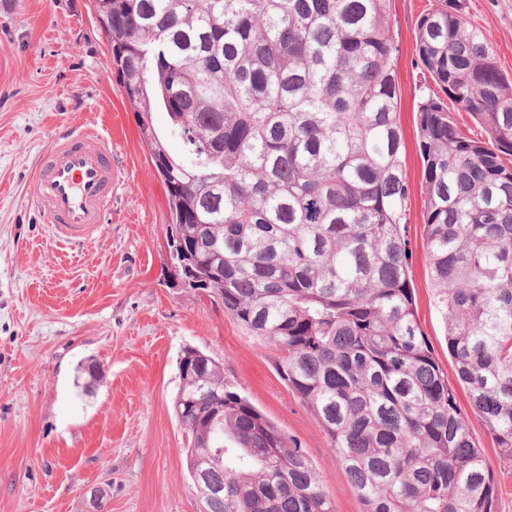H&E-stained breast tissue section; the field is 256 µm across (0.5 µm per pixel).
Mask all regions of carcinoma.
Masks as SVG:
<instances>
[{"label":"carcinoma","mask_w":512,"mask_h":512,"mask_svg":"<svg viewBox=\"0 0 512 512\" xmlns=\"http://www.w3.org/2000/svg\"><path fill=\"white\" fill-rule=\"evenodd\" d=\"M94 5L165 184L174 263L280 351L364 512H495L498 489L417 320L391 0ZM416 56L486 134L457 130L439 98L418 106L448 353L512 458V80L466 0L418 20ZM181 359L174 411L203 512H333L308 456L224 368Z\"/></svg>","instance_id":"carcinoma-1"}]
</instances>
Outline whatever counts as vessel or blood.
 Here are the masks:
<instances>
[{"mask_svg":"<svg viewBox=\"0 0 512 512\" xmlns=\"http://www.w3.org/2000/svg\"><path fill=\"white\" fill-rule=\"evenodd\" d=\"M31 201L66 242L91 240L112 203V145L91 131L59 137L32 177Z\"/></svg>","mask_w":512,"mask_h":512,"instance_id":"b4317fda","label":"vessel or blood"}]
</instances>
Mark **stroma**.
<instances>
[{"label":"stroma","mask_w":512,"mask_h":512,"mask_svg":"<svg viewBox=\"0 0 512 512\" xmlns=\"http://www.w3.org/2000/svg\"><path fill=\"white\" fill-rule=\"evenodd\" d=\"M437 0H391L406 235L419 324L446 372L445 310L425 248L415 112L435 91L415 53L418 18ZM468 17L512 78V0H467ZM93 0H0V512H200L174 413L177 360L193 347L317 468L334 512H363L324 430L277 371L278 351L200 289L175 285L161 176L107 66ZM91 127L112 141V205L91 241L55 238L27 199L40 156ZM457 402L512 512L503 458L464 390Z\"/></svg>","instance_id":"1"}]
</instances>
